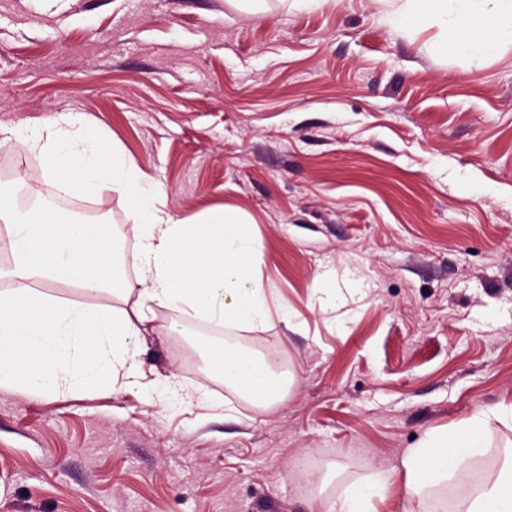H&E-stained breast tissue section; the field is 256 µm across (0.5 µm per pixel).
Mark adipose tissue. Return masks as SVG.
I'll list each match as a JSON object with an SVG mask.
<instances>
[{"label": "adipose tissue", "mask_w": 512, "mask_h": 512, "mask_svg": "<svg viewBox=\"0 0 512 512\" xmlns=\"http://www.w3.org/2000/svg\"><path fill=\"white\" fill-rule=\"evenodd\" d=\"M389 25L444 28L451 53L481 55L512 45V0H385ZM21 144L36 152L48 178L64 191L107 188L130 202V230L139 242L136 282L114 274L113 240L104 224L66 222L53 213L21 214L0 190V235L14 263L0 276V389L40 394L103 385L130 387L141 377L136 351L125 339L148 323L152 305L216 325L262 326L287 319L273 311L257 274V247L247 221L229 207L198 219H174L156 207L159 187L120 146H108L81 115L63 113L49 134L35 131ZM65 282L88 294L118 297L129 309L71 303L41 292ZM225 381L263 404L275 387L267 365L246 351L221 355ZM512 427V403L479 410L464 423L430 431L408 449L380 487L349 492L324 512H377L375 498L398 489L405 512H425L424 492L448 486L489 447L498 426ZM456 512H512V466L489 472L480 488L458 487Z\"/></svg>", "instance_id": "ef3b65f1"}]
</instances>
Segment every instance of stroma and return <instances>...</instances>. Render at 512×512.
<instances>
[{"mask_svg":"<svg viewBox=\"0 0 512 512\" xmlns=\"http://www.w3.org/2000/svg\"><path fill=\"white\" fill-rule=\"evenodd\" d=\"M379 0H0V186L83 114L178 218L235 208L288 320L153 306L136 388L0 390V512H322L427 432L512 401V47L474 59ZM136 280L127 198L71 194ZM290 386L260 408L219 336Z\"/></svg>","mask_w":512,"mask_h":512,"instance_id":"35a3bbf8","label":"stroma"}]
</instances>
